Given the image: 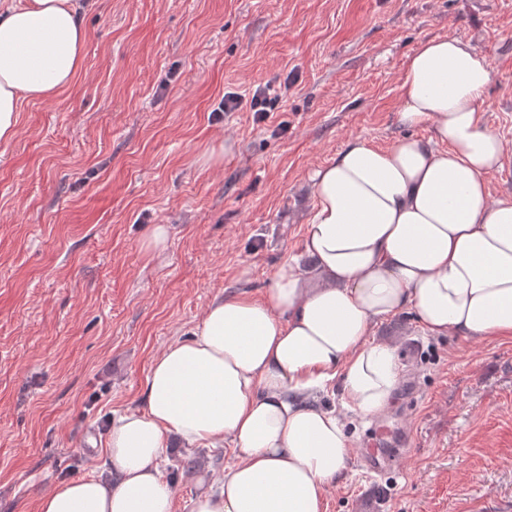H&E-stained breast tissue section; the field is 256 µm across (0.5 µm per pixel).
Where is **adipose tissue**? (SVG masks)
<instances>
[{"instance_id": "obj_1", "label": "adipose tissue", "mask_w": 512, "mask_h": 512, "mask_svg": "<svg viewBox=\"0 0 512 512\" xmlns=\"http://www.w3.org/2000/svg\"><path fill=\"white\" fill-rule=\"evenodd\" d=\"M87 38L75 0H0V142L24 102L72 85ZM491 82L464 41L420 42L399 119L431 137L353 138L310 176L301 247L318 279L292 257L261 298L215 299L192 338L153 360L143 409L112 420L110 477L58 484L38 512H173L157 465L173 438L236 459L193 512H323L351 452L344 414L382 412L399 380L395 346L371 337L379 320L408 310L431 336L512 338V199L492 200L487 180L512 153L477 106ZM329 389L341 409L312 403Z\"/></svg>"}]
</instances>
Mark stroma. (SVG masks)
Wrapping results in <instances>:
<instances>
[{
  "instance_id": "1",
  "label": "stroma",
  "mask_w": 512,
  "mask_h": 512,
  "mask_svg": "<svg viewBox=\"0 0 512 512\" xmlns=\"http://www.w3.org/2000/svg\"><path fill=\"white\" fill-rule=\"evenodd\" d=\"M77 2L74 85L24 103L0 143V512L104 472L108 424L142 408L153 359L215 298L264 292L301 247L311 173L348 140L429 137L398 120L420 41L488 59L479 108L512 152V0ZM259 88L288 91L261 122ZM227 93L241 107L214 116ZM373 337L397 341L402 382L382 413L348 418L326 512H512V340L431 336L408 311ZM377 432L403 450L381 479L360 458ZM234 462L172 442L159 469L174 512Z\"/></svg>"
}]
</instances>
